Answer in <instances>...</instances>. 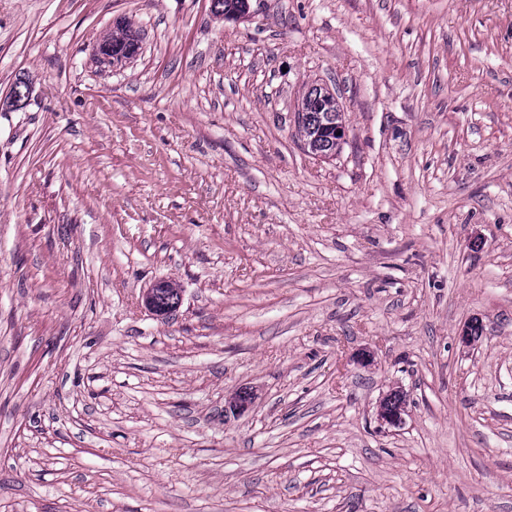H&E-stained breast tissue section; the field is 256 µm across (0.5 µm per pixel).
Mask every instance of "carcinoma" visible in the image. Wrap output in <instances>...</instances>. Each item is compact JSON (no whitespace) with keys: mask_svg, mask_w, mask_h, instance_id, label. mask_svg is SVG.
<instances>
[{"mask_svg":"<svg viewBox=\"0 0 512 512\" xmlns=\"http://www.w3.org/2000/svg\"><path fill=\"white\" fill-rule=\"evenodd\" d=\"M248 8V0H212V12L226 19H235ZM109 47L107 55L125 64L135 59L141 50L140 31L126 22L117 24L116 31L103 37L95 51V62L103 65L100 54L103 47ZM326 99L323 111L315 108L313 97ZM298 126L303 133L306 152L317 157L330 158L336 155L340 145L333 134L336 126L342 124V115L335 96L328 95L324 88H313L302 98L297 113Z\"/></svg>","mask_w":512,"mask_h":512,"instance_id":"cac0c4a2","label":"carcinoma"}]
</instances>
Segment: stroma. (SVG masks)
I'll list each match as a JSON object with an SVG mask.
<instances>
[{"mask_svg": "<svg viewBox=\"0 0 512 512\" xmlns=\"http://www.w3.org/2000/svg\"><path fill=\"white\" fill-rule=\"evenodd\" d=\"M249 4L0 0V503L512 512V0ZM116 26L115 33L111 32L104 36L98 43L95 51V62L99 67L104 69L106 67H103L102 65L105 64H103L99 57L102 52L103 45L110 46L109 51L104 53L112 56V58L118 62H123V66L130 63L131 60H134L141 50V37L139 30L134 29L127 22H119ZM118 62L112 61L110 69H117L120 67L121 64ZM324 88H312L302 98L301 108L298 109L297 120L300 131L303 133L306 152L314 157L330 158L336 155L340 144L336 143V135L344 136L343 119L338 102L333 94ZM315 94L319 98V106L325 105L323 112L316 110L312 101ZM336 125H339L336 127ZM336 128V135L333 131ZM406 395L401 390H391L379 402L377 420L390 427L399 426L406 409Z\"/></svg>", "mask_w": 512, "mask_h": 512, "instance_id": "35a3bbf8", "label": "stroma"}]
</instances>
